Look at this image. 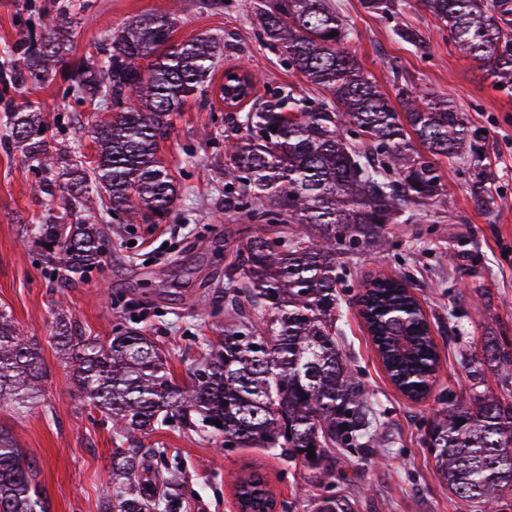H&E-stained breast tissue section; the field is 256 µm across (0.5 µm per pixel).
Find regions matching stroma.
I'll use <instances>...</instances> for the list:
<instances>
[{
	"instance_id": "1",
	"label": "stroma",
	"mask_w": 512,
	"mask_h": 512,
	"mask_svg": "<svg viewBox=\"0 0 512 512\" xmlns=\"http://www.w3.org/2000/svg\"><path fill=\"white\" fill-rule=\"evenodd\" d=\"M256 3L0 0V64L20 40L64 22V64L75 65L95 42L156 9L175 14L176 40L224 41L208 101H189L161 144L160 156L180 186L172 214L155 226L105 223L97 200L89 199L86 220L103 224L108 242L101 266L83 281L55 278L41 249L24 237L23 226L38 223L47 202L32 190L38 173L0 143V310L38 342L45 374L40 401L20 415L1 410L0 426L37 460L48 512H102L112 494L109 464L117 445L111 420L86 409L70 365L54 349L57 316L102 341L129 326L142 330L164 350L178 382H188L190 369L224 331L225 259L248 225L224 215L225 150L239 122L219 98L225 70L251 73L260 100L274 91L308 98L313 106L330 99L265 45L254 23ZM329 4L351 26L349 48L389 95L426 87L463 112L469 128L464 158L443 166L439 196L407 204V222L385 225L377 244L347 243L337 255L342 351L377 413L382 442L368 453L336 451L334 474L323 480L261 448L222 449L220 436L175 420L131 446L146 468L181 469V512H237L233 479L254 469L290 512H311L314 500L329 492L348 497L354 512H481L449 492L426 440L437 411L470 395L467 359L492 337L512 352V89L498 87L478 61L460 55L420 0H395L386 14L369 12L362 0ZM403 29L414 31L418 44L399 38ZM64 88L58 80L34 90L31 99L57 153L91 161L94 146L80 129L99 115ZM377 274L403 277L430 322L439 364L431 394L421 401L391 383L359 313L363 284Z\"/></svg>"
}]
</instances>
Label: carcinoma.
<instances>
[{
	"mask_svg": "<svg viewBox=\"0 0 512 512\" xmlns=\"http://www.w3.org/2000/svg\"><path fill=\"white\" fill-rule=\"evenodd\" d=\"M421 3L461 53L495 83L512 86V0ZM255 17L266 44L329 92L334 110L288 94L240 117L224 164V213L245 215L265 234L241 242L225 270L224 309L238 322L224 327L187 387L137 329L103 343L61 316L53 341L72 364L76 391L117 426L122 442L177 420L215 431L226 448H263L324 475L329 449L366 452L376 441L375 413L336 340L337 250L345 239L370 244L381 225L399 222L401 203L435 196L440 163L466 151L468 127L448 101L423 89H402L391 100L348 50L351 29L328 0H260ZM175 31L168 12L137 16L94 46L101 61L70 72L67 93L92 111H112L90 129L92 161L54 155L41 113L28 101L8 105L6 144L42 173L36 192L59 202L26 234L70 283L105 253L103 228L80 219L88 189H104L102 211L132 224L137 218L161 224L173 210L177 187L160 144L189 98L207 95L224 55L214 37L177 42ZM62 49L53 28L15 47L7 79L13 92L22 97L29 86L53 81ZM357 130L364 138L348 139ZM364 288L361 314L390 380L408 398H424L438 365L424 312L398 278L375 276ZM505 361L498 345L484 343L472 394L439 411L427 438L448 490L486 505L484 512H495L498 493L512 491V402L479 390V366ZM42 378L38 344L0 310V406L29 408L41 397ZM111 469L105 512H148L153 504L164 512L181 509L173 469L145 478L140 457L119 446ZM37 474V461L0 426V512H47ZM235 488L239 512H274L276 500L260 474L238 479ZM314 508L352 512L333 493Z\"/></svg>",
	"mask_w": 512,
	"mask_h": 512,
	"instance_id": "cac0c4a2",
	"label": "carcinoma"
}]
</instances>
